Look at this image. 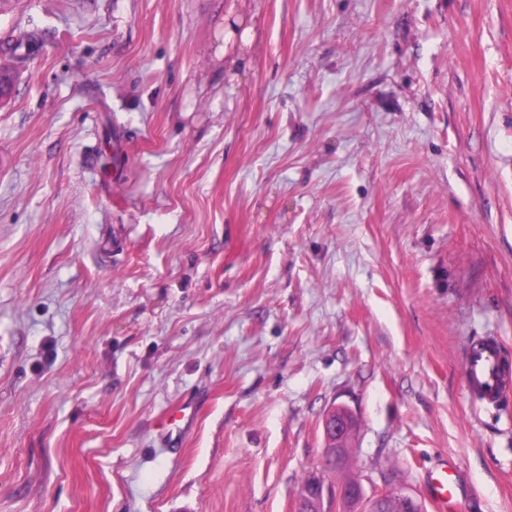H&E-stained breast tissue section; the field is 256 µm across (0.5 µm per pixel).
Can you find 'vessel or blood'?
I'll use <instances>...</instances> for the list:
<instances>
[{
  "mask_svg": "<svg viewBox=\"0 0 512 512\" xmlns=\"http://www.w3.org/2000/svg\"><path fill=\"white\" fill-rule=\"evenodd\" d=\"M506 383L500 348L488 339L471 345L466 353V385L468 390L486 404L498 403ZM437 502L447 512L456 495V481L451 473L434 479Z\"/></svg>",
  "mask_w": 512,
  "mask_h": 512,
  "instance_id": "obj_1",
  "label": "vessel or blood"
}]
</instances>
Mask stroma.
<instances>
[{"instance_id":"1","label":"stroma","mask_w":512,"mask_h":512,"mask_svg":"<svg viewBox=\"0 0 512 512\" xmlns=\"http://www.w3.org/2000/svg\"><path fill=\"white\" fill-rule=\"evenodd\" d=\"M0 512H512V0H14ZM506 383V373L498 342L486 339L471 345L466 353V385L485 404L498 403ZM356 418L344 406L334 407L324 418V455L328 470L312 471L304 482V491L296 500L294 512H385L388 500H395L399 512H426L422 500L404 486L372 485L368 492L360 479L354 482L336 481V490L325 473L332 470V461L350 453L348 441L355 429ZM330 507V508H329ZM434 481V489L437 493V503L440 506L441 512H446L448 507H451L456 495V481L453 475L449 472H444L438 477L431 478Z\"/></svg>"}]
</instances>
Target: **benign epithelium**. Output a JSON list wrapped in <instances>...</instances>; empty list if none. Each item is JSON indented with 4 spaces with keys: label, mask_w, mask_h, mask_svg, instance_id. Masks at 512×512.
I'll return each mask as SVG.
<instances>
[{
    "label": "benign epithelium",
    "mask_w": 512,
    "mask_h": 512,
    "mask_svg": "<svg viewBox=\"0 0 512 512\" xmlns=\"http://www.w3.org/2000/svg\"><path fill=\"white\" fill-rule=\"evenodd\" d=\"M356 418L344 406L334 407L324 418V455L327 466L350 450L348 441ZM389 500L397 502L400 512H426L422 500L404 486L383 484L365 489L361 480L331 484L325 471H313L304 482V491L296 500L294 512H383Z\"/></svg>",
    "instance_id": "1"
}]
</instances>
